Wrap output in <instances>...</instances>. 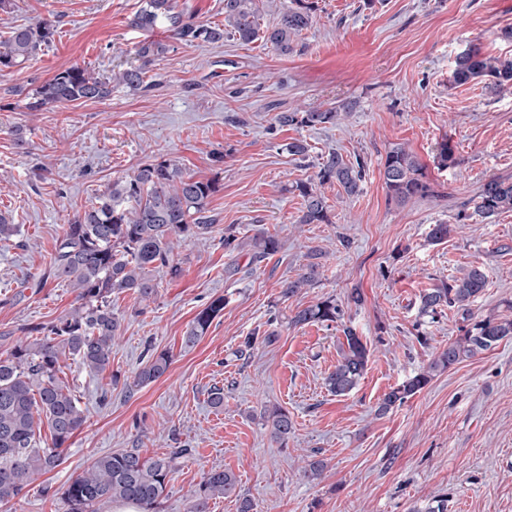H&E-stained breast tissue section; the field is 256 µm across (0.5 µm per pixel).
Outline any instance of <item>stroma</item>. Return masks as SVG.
Segmentation results:
<instances>
[{
  "mask_svg": "<svg viewBox=\"0 0 512 512\" xmlns=\"http://www.w3.org/2000/svg\"><path fill=\"white\" fill-rule=\"evenodd\" d=\"M140 0H16L11 23L51 20L53 41L20 67L0 71V213L20 227L0 241V356L34 324L67 314L75 295L50 272L64 224L95 202L112 180L163 156L185 173L219 184L208 208V238L186 245L180 271L157 269L159 284L146 312L132 294L113 297L121 339L112 366L91 373L67 363L63 379L80 399L84 428L62 464L33 482L27 495L0 512H67L59 489L104 454L127 448L153 457L193 451L169 484L164 512H187L204 471L228 469L237 492L211 500L210 512H237L238 495L254 512H422L447 496L448 512H512V340L442 372L403 405L376 409L385 393L426 366L464 324L445 311L413 325L419 297L463 269L479 266L488 286L472 303L475 317L512 319V212L466 225L430 244V225L472 212L492 177L512 180V87L458 86L450 76L458 54L475 47L512 59V0H317L310 28L288 53L262 41L184 45L170 32L132 30ZM168 43L151 70L153 87H113L97 101L41 112L27 96L59 70L78 64L104 75L135 59L144 39ZM350 104L338 123L269 132L288 110ZM25 148H18V141ZM307 144L293 159L288 142ZM449 141L459 165L435 162ZM402 146L416 155L437 194L398 205L387 198L382 165ZM368 165L362 193L339 197L323 186L330 223L301 224L296 182L314 176L329 151ZM223 152L215 161L214 152ZM240 238L263 230L281 249L259 263L229 253L226 226ZM322 249L324 275L312 288L282 297L284 280ZM235 265V275L225 269ZM363 301L345 319L371 356L345 397L327 391L345 337L339 326H297L295 312L351 289ZM223 298L224 309L191 347L183 336L196 314ZM277 316L279 336L247 356L245 336ZM168 352L164 376L130 392L122 381L144 366L149 351ZM120 383H113V376ZM224 404L208 401L212 387ZM288 411L294 432L273 442L264 410ZM322 475L304 472L308 460ZM53 494H43V485Z\"/></svg>",
  "mask_w": 512,
  "mask_h": 512,
  "instance_id": "stroma-1",
  "label": "stroma"
}]
</instances>
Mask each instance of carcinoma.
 <instances>
[{
    "instance_id": "cac0c4a2",
    "label": "carcinoma",
    "mask_w": 512,
    "mask_h": 512,
    "mask_svg": "<svg viewBox=\"0 0 512 512\" xmlns=\"http://www.w3.org/2000/svg\"><path fill=\"white\" fill-rule=\"evenodd\" d=\"M314 11L313 0H293L292 7L262 29L257 0H224L222 24L196 21L179 7L177 0H141L128 26L139 31L164 26L185 45L218 43L226 35L243 43L260 38L286 54L294 39L310 26ZM54 35V24L45 19L10 26L7 36H0V71L32 59L52 42ZM167 50L166 43L140 42L135 51L137 63L110 76L79 65L68 67L28 95L27 109L40 112L63 103L105 99L112 93L114 83L131 91L148 90L153 87L148 81L151 66ZM452 82H482L492 89L512 85V60L485 56L470 48L457 57ZM338 116L337 111L319 109L279 112L269 131L333 124ZM435 159L441 169L458 164L455 149L446 140L438 145ZM365 176L364 161H347L335 151L325 155L315 177L295 185L303 200L297 223H330L329 205L320 186L334 183L350 199L362 192ZM383 180L390 200L397 204L437 195L418 158L401 146L387 152ZM218 191L214 180L188 176L174 161L156 157L112 181L95 203L65 225L50 268L56 279L72 288L76 306L50 324L28 327L31 339L16 344L5 358H0V506L19 500L24 489L39 476L60 466L63 449L86 423L78 399L61 378L62 358L70 355L75 364L91 372H103L112 365V349L120 329L112 312V296L130 292L141 309L148 308L157 294L152 272L160 267L177 272L176 247L212 231L214 222L208 215V205ZM511 210L512 182L498 177L488 179L482 185L475 213L487 219ZM453 231L452 224H432L427 238L432 243L443 242ZM246 247L257 263L276 254L280 243L276 236L264 231L247 241L239 239L231 228L224 231L225 250L235 252ZM320 256V250L312 251V262L284 284L283 296L292 297L319 282L321 264L316 259ZM487 285L485 271L471 266L461 276H452L420 295L421 315L433 321L444 310L453 309L462 313L469 324L463 335L434 355L427 368L391 388L379 403L378 413L403 404L427 386L434 373L512 339V320L475 319L471 315L472 302ZM361 303V293L355 288L344 305L327 297L292 317L297 325L343 326L345 349L326 378L329 391L336 396H345L358 385L369 362L367 344L345 322V306ZM223 310L224 299L217 298L199 312L185 332L184 344L194 346ZM275 340L276 333L271 329L261 335L254 332L243 340L238 353L253 350L259 342L269 344ZM169 366L167 354H152L124 387L131 392L147 385L162 377ZM42 422L50 430V442L44 445L37 438ZM269 432L275 442L288 441L293 433L288 412L273 413ZM190 456L189 448H177L155 458H147L134 448L109 453L96 458L86 471L72 479L62 496L69 512H97L112 501L131 502L141 512H162L169 482ZM236 485L237 477L231 471L219 468L203 473L188 512H210V500L231 494Z\"/></svg>"
}]
</instances>
